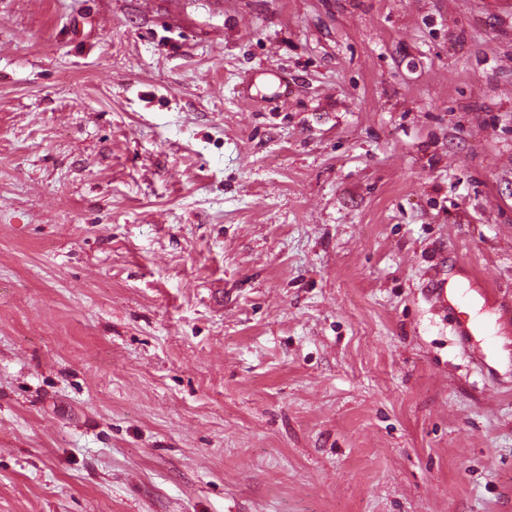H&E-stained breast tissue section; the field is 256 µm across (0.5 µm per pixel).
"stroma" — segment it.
<instances>
[{
    "instance_id": "35a3bbf8",
    "label": "stroma",
    "mask_w": 512,
    "mask_h": 512,
    "mask_svg": "<svg viewBox=\"0 0 512 512\" xmlns=\"http://www.w3.org/2000/svg\"><path fill=\"white\" fill-rule=\"evenodd\" d=\"M439 265L512 352V0H0V512H512ZM464 281L463 278L456 277L451 280L448 286V274H444L442 277L432 278L426 290L428 302L434 309L445 313L448 312V303H450L448 293L450 297L454 296L455 291L458 292V289L461 288Z\"/></svg>"
}]
</instances>
